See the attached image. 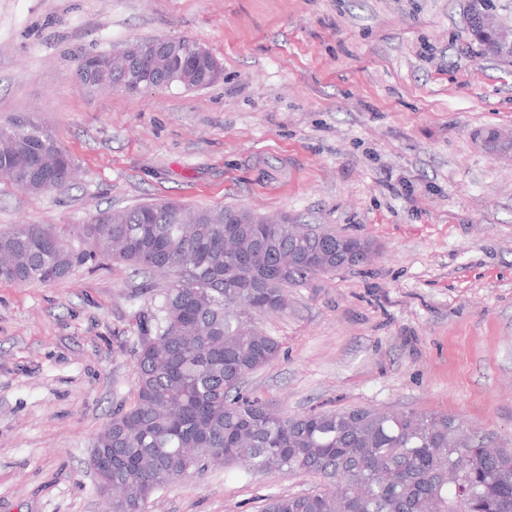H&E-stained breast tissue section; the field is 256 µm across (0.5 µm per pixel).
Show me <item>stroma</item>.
I'll return each mask as SVG.
<instances>
[{
  "instance_id": "1",
  "label": "stroma",
  "mask_w": 512,
  "mask_h": 512,
  "mask_svg": "<svg viewBox=\"0 0 512 512\" xmlns=\"http://www.w3.org/2000/svg\"><path fill=\"white\" fill-rule=\"evenodd\" d=\"M466 0H0V122L33 115L77 167L0 183V229L79 224L156 199L242 207L368 241L367 263L290 287L258 324L279 358L249 392L281 413L448 415L512 448V59ZM189 39L198 90L92 89L81 55ZM160 275L121 264L0 282V512H109L89 468L136 389ZM315 479L214 464L148 512H261Z\"/></svg>"
}]
</instances>
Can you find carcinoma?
Segmentation results:
<instances>
[{"label": "carcinoma", "mask_w": 512, "mask_h": 512, "mask_svg": "<svg viewBox=\"0 0 512 512\" xmlns=\"http://www.w3.org/2000/svg\"><path fill=\"white\" fill-rule=\"evenodd\" d=\"M211 52L173 55L153 70L158 87H203ZM190 81L173 75L189 66ZM3 181L41 193L17 157L36 168L72 162L55 135L30 118L3 126ZM236 212L247 224H226ZM332 230L278 224L238 207H192L162 200L102 210L81 224H17L0 230V281L50 284L104 261L159 272L168 281L135 337L133 402L112 413L96 444L112 449V512H145L148 501L210 462L252 473L307 474L335 489L272 495L262 512H512V448L484 435L460 441L453 417L357 408L282 415L243 390L240 379L272 364L279 341L246 323L278 313L288 288L317 275L303 265L282 275L285 253L315 252L336 266Z\"/></svg>", "instance_id": "obj_1"}]
</instances>
